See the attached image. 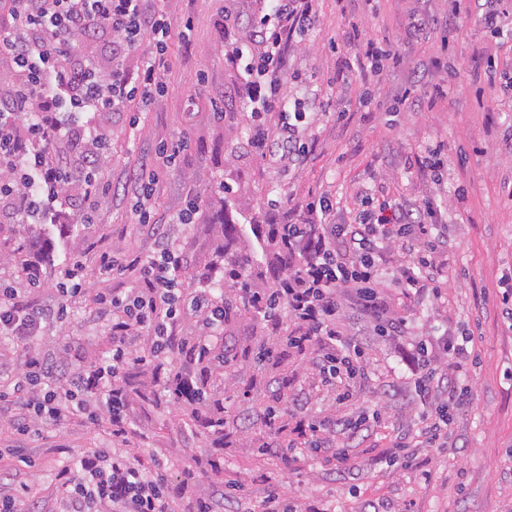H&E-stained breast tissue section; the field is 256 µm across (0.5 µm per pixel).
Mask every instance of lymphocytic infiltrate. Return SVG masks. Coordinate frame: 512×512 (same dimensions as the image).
<instances>
[{
	"label": "lymphocytic infiltrate",
	"instance_id": "f902f5d3",
	"mask_svg": "<svg viewBox=\"0 0 512 512\" xmlns=\"http://www.w3.org/2000/svg\"><path fill=\"white\" fill-rule=\"evenodd\" d=\"M313 3L263 0L250 21V42L228 55L242 71L240 93L251 108L248 144L278 167L303 158L306 115L294 112L275 129L264 116L288 103L279 64L289 42L314 27ZM172 34L166 0H0V61L9 66L8 81L0 85L1 223L37 224L49 212L65 221L75 214L90 220L112 193L111 184L91 175L111 135L101 125L81 124L68 115L127 112L136 98L163 95L161 70ZM76 35L82 39L78 51L68 42ZM146 41L152 48L140 53ZM135 52L140 59L132 69L127 59ZM134 182L133 225L153 240L154 250L133 260L140 268V287L95 300L112 338L109 357L91 365H53L33 346L48 325L67 323L73 298L87 294L80 258L62 267L66 286L52 305L27 301L14 288L0 289V338L19 345L24 358L12 394H0V412L8 414L15 432L38 436L50 428L103 419L112 427L111 447L80 452L60 468L54 512H180L169 493L167 468L142 461L133 447L127 415L131 392L124 377L132 364H139L148 368L156 392L204 410L190 363L174 355L201 356L224 340L229 303L213 294L210 274H203L191 291L178 286L182 258L171 228L196 222L197 199L161 220L151 204L153 171L142 170ZM356 195L361 212L351 224L332 223L329 197L283 201L282 219L270 224L267 233L272 283L248 290L255 316L271 338L262 347L261 361L276 356L275 338L284 323H291L287 346L312 353L313 370L321 383L338 387L340 405L351 399L352 383L364 374L361 350L340 326L343 291L352 293L357 310L373 317L385 335H407V321L391 316L382 295L390 254L404 251L397 281L406 295L416 296L439 290L448 247V227L435 223L433 205L384 210L375 208L368 190ZM186 320L197 329L179 335L177 328ZM415 351L420 364L416 392L429 396L435 389L447 390L436 413L421 418L426 443L440 448L448 443L449 412L469 408L472 398L470 389L453 384L437 361L462 359L468 350L447 333L418 341ZM367 422L364 416L323 418L309 424L303 445L336 467H347L349 452L336 435H356Z\"/></svg>",
	"mask_w": 512,
	"mask_h": 512
}]
</instances>
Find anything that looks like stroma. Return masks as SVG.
Returning <instances> with one entry per match:
<instances>
[{
	"label": "stroma",
	"instance_id": "1",
	"mask_svg": "<svg viewBox=\"0 0 512 512\" xmlns=\"http://www.w3.org/2000/svg\"><path fill=\"white\" fill-rule=\"evenodd\" d=\"M259 0H169L177 21L191 19L187 38L173 37L170 70L163 97L141 107L137 129L125 113L100 117L111 133L108 156L98 177L117 189L102 202L92 224L69 231L58 224L12 225L13 237L36 232L50 250L45 264L57 269L81 257L91 294L74 300L68 322L50 326L35 340L47 362L87 364L112 348L102 319L93 313L94 297L120 293L139 284V268L102 277L96 272L101 253L117 251L122 260L148 254L153 243L130 222L132 172L151 159L159 144L180 146L175 164L157 170L154 211L168 218L198 197L197 223L175 228L183 258V285L195 287L199 275L224 263L225 254L254 256L263 269L266 238L263 218L288 197L325 195L339 202L335 223H353L351 197L358 187L374 188L376 204L421 205L433 202L448 224V254L441 299L405 296L397 282L384 290L391 315L406 319L405 336L376 335L369 319L343 315L345 334L364 352L366 375L350 402L337 406L333 387L321 385L309 367V354L282 349L276 360L262 363L257 346L263 324L251 316H232L224 324V344L238 358L227 369L206 363L197 369L207 399L222 400L228 421L224 440V474L205 477L184 490L182 506L221 489L243 483L252 508L273 486L281 487L303 512L308 505L331 512H512V321L499 304L498 283L512 275V154L505 138L512 133V90L488 86L476 70L493 67L512 76V24L493 37L477 17L484 5L472 0L470 16L454 17L451 0H317V20L305 36L289 45L284 68L288 92L310 114L308 152L303 161L276 169L251 152L247 127L251 114L239 93L241 73L227 52L246 41L244 20ZM420 15L431 25L409 35L408 23ZM454 28L451 47H443L434 22ZM364 29L398 53L401 64L379 74L355 64V29ZM447 81L448 97L432 108L400 103L407 87L426 100L431 86ZM443 145L450 164L441 179L422 175L425 151ZM233 187L232 198L220 183ZM465 204H457L459 189ZM470 337L476 356L457 371L470 387L472 405L448 425V445L418 444L414 466L394 462L396 442L417 432L419 417L433 410L413 386L410 353L414 341L445 331ZM270 409L284 415V433L268 434L261 425ZM371 415L367 430L342 436L350 462L339 469L322 457L289 450L277 457L272 447L295 441L296 416ZM133 440L142 459L169 468L179 487L184 468L204 469L215 446L201 424L183 419L176 404H152L133 398L128 409ZM107 422L72 424L30 438L0 423V489L25 494L40 512H52L54 474L78 450L108 448ZM23 449L21 466L7 456Z\"/></svg>",
	"mask_w": 512,
	"mask_h": 512
}]
</instances>
